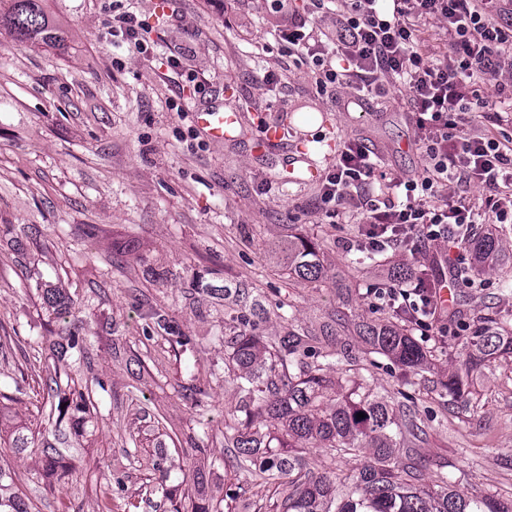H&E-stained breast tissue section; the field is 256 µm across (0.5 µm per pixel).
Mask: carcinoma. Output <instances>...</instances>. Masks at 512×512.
<instances>
[{
    "instance_id": "obj_1",
    "label": "carcinoma",
    "mask_w": 512,
    "mask_h": 512,
    "mask_svg": "<svg viewBox=\"0 0 512 512\" xmlns=\"http://www.w3.org/2000/svg\"><path fill=\"white\" fill-rule=\"evenodd\" d=\"M0 31L20 46L63 45L62 29L52 20L45 0H0ZM469 249L480 267L493 268L505 257L502 241L485 233L470 240ZM270 253L283 264L288 280L318 286L327 271L318 245L301 236H288L271 244ZM44 303L65 313L71 302L49 288ZM266 314L259 297L246 284L224 290V322L236 334L224 342L228 361L224 383L233 386L239 406L224 419V442L235 449L232 468L248 473L257 491L227 493L219 507L202 493L187 496L188 509L173 512H512L492 496H476L448 483V474L428 480V467L417 448L425 430L416 410L391 403V398L367 388L370 355L394 360L403 370L404 384L428 369L433 350L408 333L397 316L362 321L355 326L357 344L317 346L312 331L288 324L283 333L265 338L257 332V319ZM469 364L487 360L512 362V327L485 318L474 330ZM345 365L346 378L335 377ZM71 396L76 410L95 407L90 385L71 375L47 376L43 400L49 406ZM439 395L463 406L474 393L459 374L440 383ZM364 417L357 418V413ZM324 448L320 467L308 465L304 452ZM45 464L56 468L64 459L57 480L72 474L81 458L80 444L61 429L53 440L42 442ZM365 455L358 472L342 475L333 468L344 457ZM14 478L0 466V512H31L29 498L13 490Z\"/></svg>"
}]
</instances>
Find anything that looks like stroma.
Segmentation results:
<instances>
[{"mask_svg": "<svg viewBox=\"0 0 512 512\" xmlns=\"http://www.w3.org/2000/svg\"><path fill=\"white\" fill-rule=\"evenodd\" d=\"M154 40L150 58L114 40L113 0H48L64 31L55 50L17 45L0 34V428L23 425L50 435L42 385L55 362L49 337L76 335L65 362L94 383L97 409L76 415L84 450L78 472L57 481L36 454L0 448L16 485L36 512H170L151 459L169 451V486L194 487L196 449L207 451L205 494L249 483L224 472V418L238 398L221 380L224 290L244 282L270 314L260 331L280 327L279 304L296 325L318 328L340 309L337 281L358 297L349 323L391 317L378 298L387 282L358 265L360 217H329L322 182L343 143L368 147L391 182L421 174L408 92L355 105L356 89L321 92L311 61L289 55L279 39L289 14L308 15L310 0L274 13L266 0H128ZM176 59L178 67L167 64ZM271 73L272 83L261 77ZM465 128L494 135L512 129V106L491 85ZM250 105L230 140L211 141L198 109ZM288 115L293 132L257 149L265 125ZM318 242L330 274L320 287L288 281L270 254L276 238ZM456 248L441 241L397 250L392 259L443 279ZM69 296L60 317L45 289ZM428 344L437 351L428 380L466 359L469 325L485 316L512 323V288L498 272L466 268L451 282ZM168 315L191 345L155 328ZM215 372L210 396L191 400L194 377ZM483 399L470 419L424 387L412 388L428 440L420 453L461 478L465 492L512 500V367L493 361L472 373Z\"/></svg>", "mask_w": 512, "mask_h": 512, "instance_id": "1", "label": "stroma"}]
</instances>
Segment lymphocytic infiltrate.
<instances>
[{"label":"lymphocytic infiltrate","instance_id":"1","mask_svg":"<svg viewBox=\"0 0 512 512\" xmlns=\"http://www.w3.org/2000/svg\"><path fill=\"white\" fill-rule=\"evenodd\" d=\"M336 23L341 30L335 52L321 56L313 49L314 17H291L281 38L289 52L311 58L321 90L357 85L382 97L384 75H392L408 91L422 148L430 163L417 178L404 181V198L373 195L368 185L378 165L360 144H344L326 177L322 201L333 214L352 208L365 226L366 248L416 251L422 242H453L464 249L476 224L512 223V136L466 133V115L484 108L475 80L512 96V22L502 21V0H343ZM442 22L454 59L430 61L415 42L419 20ZM112 35L149 56L152 43L145 20L137 13L113 8ZM487 189L484 208L431 207L428 199L452 184ZM387 306L429 334L441 306L437 289L425 272L380 292Z\"/></svg>","mask_w":512,"mask_h":512}]
</instances>
